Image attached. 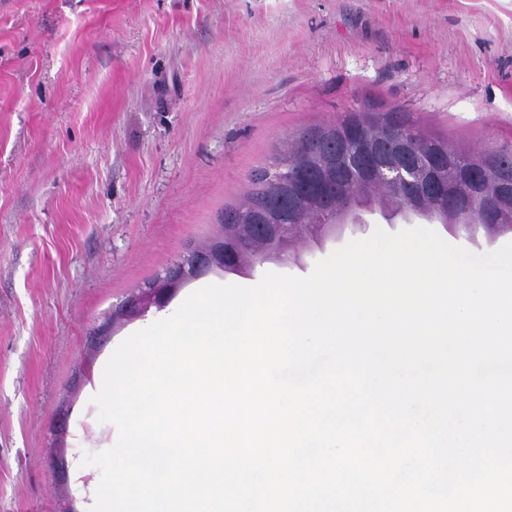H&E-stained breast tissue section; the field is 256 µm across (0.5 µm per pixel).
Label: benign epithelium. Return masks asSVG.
<instances>
[{"label": "benign epithelium", "mask_w": 512, "mask_h": 512, "mask_svg": "<svg viewBox=\"0 0 512 512\" xmlns=\"http://www.w3.org/2000/svg\"><path fill=\"white\" fill-rule=\"evenodd\" d=\"M360 133V127L348 125L336 131V139L348 146L346 154L336 157V164L363 170V162L375 154L380 146L389 144V162L383 181L384 204H393L394 210L403 215H422L427 209V198L435 185L436 164L433 157L416 149L415 136L399 132L390 124H378ZM307 164L320 174L321 184L327 183V169L331 159L318 152L306 155ZM275 184L280 189L293 190L296 181L292 169L286 165L274 168ZM460 190L448 189L443 200L435 204L433 213L444 224H462ZM472 209L482 213L481 223L486 225L512 224V173L489 168L480 189V196L471 200ZM226 233L236 239L231 255L224 248L204 247L194 249L181 261L166 270L165 275L141 289L134 298L113 312V319L124 320L147 312L151 307H164L175 291L188 278L205 271L248 272L264 261H280L291 247L296 236L295 226L282 224L265 216L263 225L265 241L251 249L248 242L253 238L254 225L237 224L233 214L224 217Z\"/></svg>", "instance_id": "1"}]
</instances>
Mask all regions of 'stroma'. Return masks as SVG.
Segmentation results:
<instances>
[{
	"label": "stroma",
	"instance_id": "1",
	"mask_svg": "<svg viewBox=\"0 0 512 512\" xmlns=\"http://www.w3.org/2000/svg\"><path fill=\"white\" fill-rule=\"evenodd\" d=\"M371 106L467 152L512 147V0H0V512H83L113 426L99 367L211 284L304 277L375 229L487 253L512 228L385 219L288 260L133 292L224 232L226 206L304 129Z\"/></svg>",
	"mask_w": 512,
	"mask_h": 512
}]
</instances>
